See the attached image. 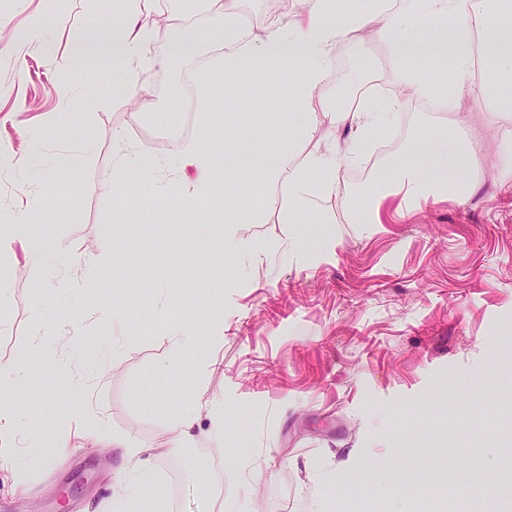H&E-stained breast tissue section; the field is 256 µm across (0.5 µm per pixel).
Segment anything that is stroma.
<instances>
[{
  "label": "stroma",
  "mask_w": 512,
  "mask_h": 512,
  "mask_svg": "<svg viewBox=\"0 0 512 512\" xmlns=\"http://www.w3.org/2000/svg\"><path fill=\"white\" fill-rule=\"evenodd\" d=\"M87 0H0V210L39 201L33 232L62 256L111 246L113 259L87 288L50 290L43 271L17 253L0 273L11 296L0 310V358H21L34 375L26 429L16 436L26 494L0 478V512H113L117 449L86 439V410L137 448L154 449L158 501L128 512H212L215 481L223 512H311L313 471L322 469L324 512H432L463 477L512 499V189L501 187L495 144L504 129L482 96L462 104L486 137L467 204L431 198L403 221L397 199L381 221L344 220L341 198L319 202L307 224L264 208L237 236L255 255L222 248L229 215L212 196L177 222L170 198L116 209L124 177L105 181L118 148L143 152L144 118L133 93L96 62H75L78 40L95 39L107 17ZM47 16L53 61L23 46L30 16ZM155 31L144 79L158 87L152 115L175 119L192 58H168L171 41L196 34L174 0L149 17ZM391 62L368 37L340 47L325 88L365 75L394 94ZM67 73L82 113L58 123V76ZM195 136L224 141L235 116L224 99L196 89ZM247 113L256 137L238 150L251 168L274 165L289 136L282 91L266 88ZM123 145L112 141L113 131ZM26 182L27 197L17 193ZM124 311L92 324L101 304ZM82 323L80 336H51L53 358L30 352L45 315ZM189 326L206 363L175 351L168 330ZM86 380L78 391L75 380ZM200 404L198 428L224 417V446L207 440L167 447L166 423L186 402ZM66 452H45L43 430Z\"/></svg>",
  "instance_id": "stroma-1"
}]
</instances>
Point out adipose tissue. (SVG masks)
<instances>
[{
  "label": "adipose tissue",
  "mask_w": 512,
  "mask_h": 512,
  "mask_svg": "<svg viewBox=\"0 0 512 512\" xmlns=\"http://www.w3.org/2000/svg\"><path fill=\"white\" fill-rule=\"evenodd\" d=\"M154 4L155 0H113L106 36L79 45L76 55L111 68L130 89L140 90L151 64L153 31L148 19ZM211 6L224 17V72L233 79L224 88L226 109H240L236 88L260 87L272 73L284 76L288 80V124L300 140L314 145L299 164L293 160V144L283 145L277 164L260 173L263 182L286 185V223H308L319 200L338 192L340 160L358 162L382 129L400 120L405 100L427 101L432 111L451 115L449 128L424 134L420 140L432 161L430 168L423 170L403 161L383 167L381 182L407 198L449 197L466 202L480 138L460 110L464 98L489 97L497 121L512 123V94L507 91L512 84V32L497 25L498 19L512 16V0H375L371 9L352 12L337 11L335 0H305L300 12L260 26L242 23V0H212ZM364 33L396 62L394 80L400 96L382 98L366 90L348 108L326 106L324 89L332 57L340 46ZM410 56L422 57L434 67L443 59H452L451 75L426 79L406 66ZM345 128L353 140L341 153L336 148V133ZM167 161L192 166L198 172L197 180L183 188L182 212H190L194 197L224 180L211 152L194 142L176 144L163 159L122 154L115 167L143 179L161 194L166 183L160 171ZM18 246L37 263L49 250L48 242L33 236L31 224L21 214L0 223V262L13 256ZM111 257L112 250L106 247L76 262L56 259L46 268L45 283L65 290L84 287ZM197 415L191 404L169 419L170 446L200 438L223 446V417H214L201 432L196 427ZM24 420L23 410L0 405V471L14 479L19 476L14 436ZM88 435L121 449L129 467L112 484L114 505L134 501L157 486L145 449L130 447L122 434L94 418L89 421Z\"/></svg>",
  "instance_id": "ef3b65f1"
}]
</instances>
